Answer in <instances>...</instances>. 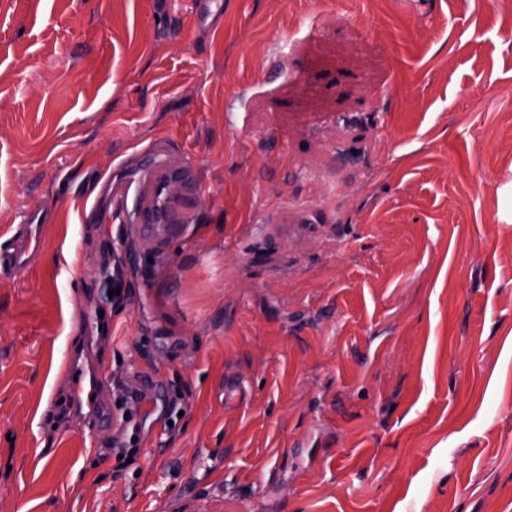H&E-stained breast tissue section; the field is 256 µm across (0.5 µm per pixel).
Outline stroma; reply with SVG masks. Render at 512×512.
<instances>
[{
	"label": "stroma",
	"instance_id": "1",
	"mask_svg": "<svg viewBox=\"0 0 512 512\" xmlns=\"http://www.w3.org/2000/svg\"><path fill=\"white\" fill-rule=\"evenodd\" d=\"M160 141L175 223L83 211ZM34 208L0 512H512V0H0Z\"/></svg>",
	"mask_w": 512,
	"mask_h": 512
}]
</instances>
